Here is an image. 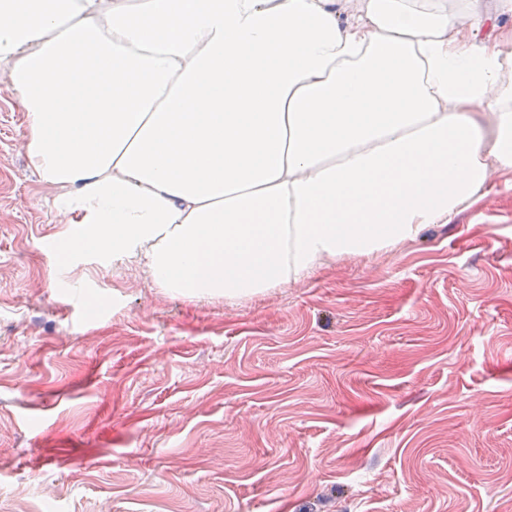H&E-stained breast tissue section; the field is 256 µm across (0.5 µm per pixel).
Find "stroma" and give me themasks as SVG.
Segmentation results:
<instances>
[{
  "mask_svg": "<svg viewBox=\"0 0 512 512\" xmlns=\"http://www.w3.org/2000/svg\"><path fill=\"white\" fill-rule=\"evenodd\" d=\"M0 84V512H512V177L239 299L64 262Z\"/></svg>",
  "mask_w": 512,
  "mask_h": 512,
  "instance_id": "1",
  "label": "stroma"
}]
</instances>
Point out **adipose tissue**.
Masks as SVG:
<instances>
[{
	"label": "adipose tissue",
	"instance_id": "1",
	"mask_svg": "<svg viewBox=\"0 0 512 512\" xmlns=\"http://www.w3.org/2000/svg\"><path fill=\"white\" fill-rule=\"evenodd\" d=\"M512 0H0L22 150L81 234L233 298L447 224L512 173Z\"/></svg>",
	"mask_w": 512,
	"mask_h": 512
}]
</instances>
